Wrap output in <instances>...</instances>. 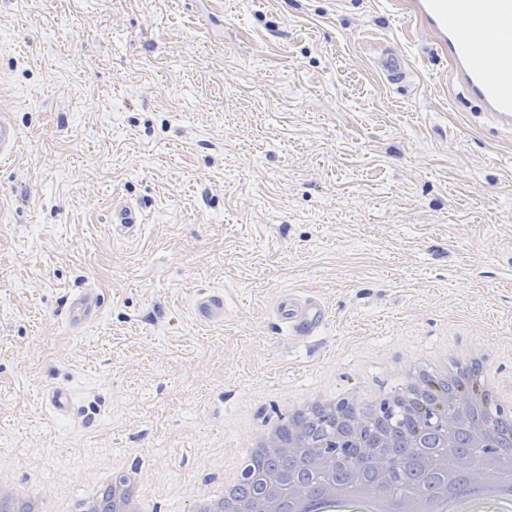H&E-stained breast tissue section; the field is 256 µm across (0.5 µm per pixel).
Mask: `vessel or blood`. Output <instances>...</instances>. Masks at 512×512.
Here are the masks:
<instances>
[{"label":"vessel or blood","mask_w":512,"mask_h":512,"mask_svg":"<svg viewBox=\"0 0 512 512\" xmlns=\"http://www.w3.org/2000/svg\"><path fill=\"white\" fill-rule=\"evenodd\" d=\"M386 7L401 16L406 39L425 38L434 51L445 54L453 84L475 101L482 114L502 131L512 132V0H387ZM378 68L389 81L404 80L409 73L407 57L397 51L381 56ZM21 132L8 113H0V162L17 153ZM103 298L98 289L82 288L69 295L65 321L79 333L101 313ZM193 313L199 323L224 322L221 290L198 293ZM275 316L291 335H314L328 313L316 298L292 292L279 295ZM46 399L52 410L68 416L75 410L70 388L56 386Z\"/></svg>","instance_id":"vessel-or-blood-1"}]
</instances>
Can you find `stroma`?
<instances>
[{"instance_id":"35a3bbf8","label":"stroma","mask_w":512,"mask_h":512,"mask_svg":"<svg viewBox=\"0 0 512 512\" xmlns=\"http://www.w3.org/2000/svg\"><path fill=\"white\" fill-rule=\"evenodd\" d=\"M402 43L379 0H0L22 135L0 167V491L64 501L139 461L159 512H188L289 396L442 343L512 362V134L425 41L388 83ZM86 287L103 314L75 335ZM286 290L326 304L320 335L282 331ZM406 55L402 51L386 53L377 61V67L391 82L404 80L409 74V65ZM103 298L97 288H82L69 295L65 303V321L72 333H80L101 313ZM192 309L196 320L200 324H223L224 293L218 289L198 293L194 298ZM46 399L52 410L63 416H69L74 413L75 402L70 388L56 386L48 391Z\"/></svg>"}]
</instances>
